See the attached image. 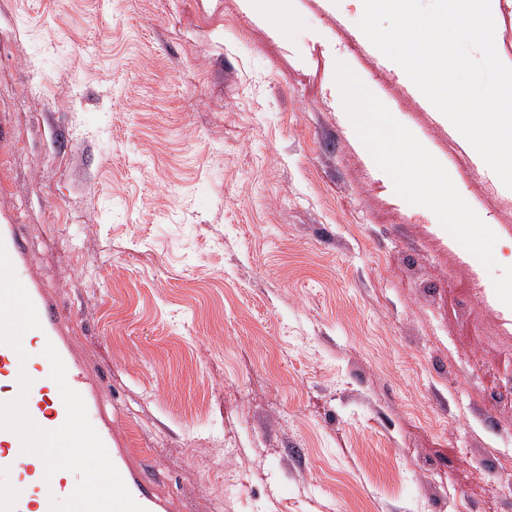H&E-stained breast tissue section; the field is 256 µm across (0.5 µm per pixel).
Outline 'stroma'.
Instances as JSON below:
<instances>
[{"label": "stroma", "mask_w": 512, "mask_h": 512, "mask_svg": "<svg viewBox=\"0 0 512 512\" xmlns=\"http://www.w3.org/2000/svg\"><path fill=\"white\" fill-rule=\"evenodd\" d=\"M362 0H0V225L169 512H512V309L394 191L347 64L512 263V190ZM483 284L481 293L472 282ZM236 455H227L228 445Z\"/></svg>", "instance_id": "35a3bbf8"}]
</instances>
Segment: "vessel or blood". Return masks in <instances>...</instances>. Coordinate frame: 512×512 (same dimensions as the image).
Segmentation results:
<instances>
[{"label":"vessel or blood","instance_id":"b4317fda","mask_svg":"<svg viewBox=\"0 0 512 512\" xmlns=\"http://www.w3.org/2000/svg\"><path fill=\"white\" fill-rule=\"evenodd\" d=\"M0 242L4 243L15 274L31 297L41 321L40 328L30 332L27 361H20L14 349L0 344V403L18 396V379L24 372L32 380L26 407L34 422L45 429L63 424L66 409L57 385L49 377L50 364L42 354L46 343H53L66 365L68 384L82 395L89 419L129 492L147 512H165L164 500L142 469L132 465L115 421L103 410L97 377L87 369L74 345L66 315L51 291L25 270L28 241L22 225L1 224ZM4 474L9 480L5 483L0 480V512H50L51 498H66L77 485L76 474L69 471L46 476L41 458L23 452L15 433L0 429V477Z\"/></svg>","mask_w":512,"mask_h":512}]
</instances>
